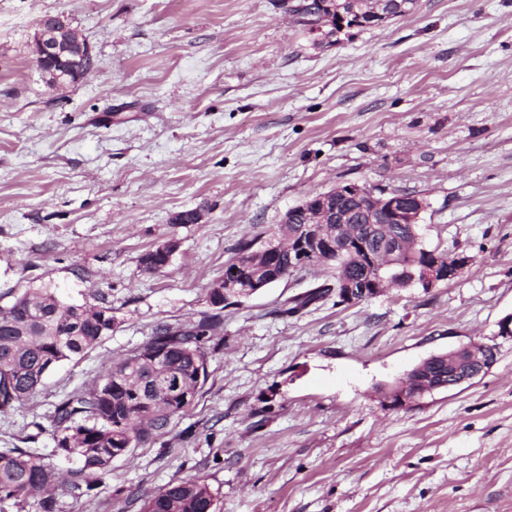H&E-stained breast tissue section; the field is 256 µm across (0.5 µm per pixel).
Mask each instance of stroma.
<instances>
[{
  "mask_svg": "<svg viewBox=\"0 0 512 512\" xmlns=\"http://www.w3.org/2000/svg\"><path fill=\"white\" fill-rule=\"evenodd\" d=\"M54 15L96 68L53 86L33 52ZM351 182L425 197L428 248L472 263L358 304L307 267L226 307L207 378L166 432L56 512H141L172 481L216 512H512V0H414L316 43L279 0H0V305L43 284L112 306V331L0 413V450L64 466L54 406L157 324L208 311L241 242ZM195 210L199 223L174 216ZM169 266L139 259L166 242ZM498 340L484 375L397 407L381 389L431 354Z\"/></svg>",
  "mask_w": 512,
  "mask_h": 512,
  "instance_id": "obj_1",
  "label": "stroma"
}]
</instances>
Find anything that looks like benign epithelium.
I'll list each match as a JSON object with an SVG mask.
<instances>
[{"mask_svg": "<svg viewBox=\"0 0 512 512\" xmlns=\"http://www.w3.org/2000/svg\"><path fill=\"white\" fill-rule=\"evenodd\" d=\"M351 27L378 25L386 21V16L374 12L364 16L360 13H342L325 15L311 21L308 28L311 34L320 33L324 27L335 23ZM35 54L38 63L45 65L61 59L59 46L49 32L38 34L35 41ZM423 204L419 197H406L394 188H364L358 184L340 185L322 195L307 197L300 204L286 211L281 224L284 237L276 245L277 250L288 251L290 266L288 270L302 266H316L334 260L340 253V247L355 244L360 247V258L373 268H379L383 274L371 280L369 286H357L356 282L342 278L337 288V296L343 303H360L384 294L393 283L402 282L410 285L416 281L432 288L437 284L455 279L462 269L470 265L471 259L463 253H450L447 260H442L438 252H433L434 260L419 269L397 262L400 252L408 244L393 235H385L381 248L370 251L359 240L358 226L361 224H417L419 223ZM299 224L298 233L288 232V225ZM217 295L213 300L225 305L232 297L247 298L253 295L249 290L236 287L235 279L224 277L212 284ZM486 344L470 341L462 344L444 355H431L405 373L397 382L393 392L396 404L403 406L412 403L435 391L431 384L432 374L429 365L443 364L447 369L448 387L455 388L471 382L476 374L472 368L483 363Z\"/></svg>", "mask_w": 512, "mask_h": 512, "instance_id": "7a95c632", "label": "benign epithelium"}]
</instances>
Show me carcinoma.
Masks as SVG:
<instances>
[{
	"instance_id": "cac0c4a2",
	"label": "carcinoma",
	"mask_w": 512,
	"mask_h": 512,
	"mask_svg": "<svg viewBox=\"0 0 512 512\" xmlns=\"http://www.w3.org/2000/svg\"><path fill=\"white\" fill-rule=\"evenodd\" d=\"M49 83L77 82L69 70L47 65ZM254 242L239 247L237 287L255 285L246 257ZM330 284H322L289 301L282 310L295 314L324 298L342 276L370 282L371 269L345 254L331 262ZM221 311L203 313L199 319L176 327L159 324L133 354L115 363L89 389L60 400L54 406L56 450L72 459L69 478L25 448L0 451V504L40 498L41 512H55L53 492L68 485L71 492L112 473V461L165 429L173 416L194 402L200 382L198 368L207 367L206 343L221 327ZM112 331V306L74 305L49 288L28 290L0 306V412L6 413L34 395L50 369L83 354ZM181 375L186 396L168 397L160 387L168 372ZM143 512H215L209 487L183 479L160 488L144 502Z\"/></svg>"
}]
</instances>
